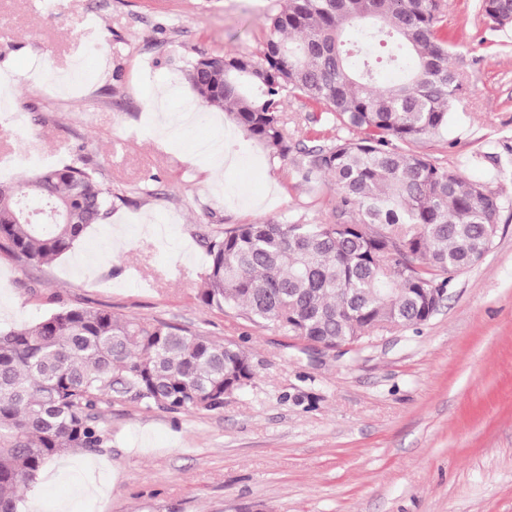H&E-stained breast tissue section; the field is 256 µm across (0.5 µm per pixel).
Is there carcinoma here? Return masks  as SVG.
<instances>
[{
  "label": "carcinoma",
  "mask_w": 512,
  "mask_h": 512,
  "mask_svg": "<svg viewBox=\"0 0 512 512\" xmlns=\"http://www.w3.org/2000/svg\"><path fill=\"white\" fill-rule=\"evenodd\" d=\"M481 7L492 27L512 26V0ZM354 27L370 46L356 65L344 44ZM409 55L403 79L375 85L380 65L400 69ZM451 57L439 0H286L258 53L189 63L202 105L230 110L246 138L335 193L333 222L240 224L209 239L201 302L326 349L428 321L439 305L423 290L447 288L489 252L500 212L484 184L408 149L440 135L460 102ZM289 97L318 110L310 146L288 137ZM338 124L358 136L336 138ZM52 208L54 223L27 221ZM111 212L112 191L79 158L0 185V240L26 263H48ZM255 376L239 345L103 309L66 307L0 334V512H18V491L48 462L104 447L101 405L220 410Z\"/></svg>",
  "instance_id": "carcinoma-1"
}]
</instances>
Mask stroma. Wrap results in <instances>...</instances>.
I'll return each mask as SVG.
<instances>
[{
  "label": "stroma",
  "mask_w": 512,
  "mask_h": 512,
  "mask_svg": "<svg viewBox=\"0 0 512 512\" xmlns=\"http://www.w3.org/2000/svg\"><path fill=\"white\" fill-rule=\"evenodd\" d=\"M285 2L0 0V70L14 79L0 185L80 154L124 198L50 263L0 242V331L106 309L239 344L256 369L218 411L103 405V452L49 462L21 512H512V27L492 29L478 0H441L463 91L447 131L415 149L484 183L501 209L490 252L438 312L324 350L199 300L206 236L333 217L327 181L302 183L231 117L184 139L160 134L150 110L160 84L196 106L188 62L257 53ZM89 42L102 63L61 87ZM226 133L238 165H206L196 141ZM93 481L112 490L91 503Z\"/></svg>",
  "instance_id": "1"
}]
</instances>
